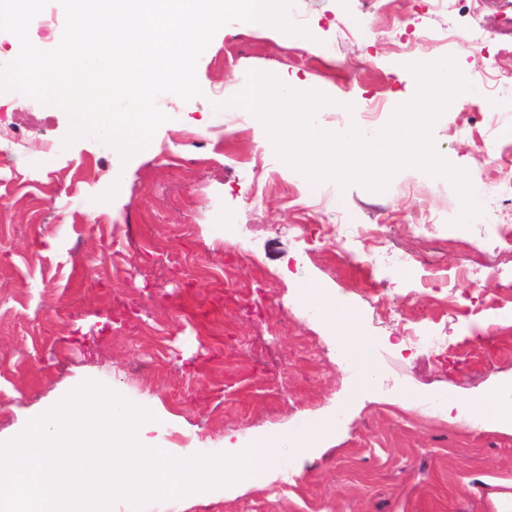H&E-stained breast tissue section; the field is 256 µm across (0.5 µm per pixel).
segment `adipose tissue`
<instances>
[{"label": "adipose tissue", "instance_id": "1", "mask_svg": "<svg viewBox=\"0 0 512 512\" xmlns=\"http://www.w3.org/2000/svg\"><path fill=\"white\" fill-rule=\"evenodd\" d=\"M315 303L319 316L340 345L344 364L360 370V378L350 395L351 401H358L368 392L375 379L371 365V342L363 334L354 312L324 296L317 297ZM430 403L434 411L446 420L453 418L469 422L492 418L512 426V398H504L497 391L465 402L454 391L448 390L432 397Z\"/></svg>", "mask_w": 512, "mask_h": 512}]
</instances>
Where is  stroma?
Listing matches in <instances>:
<instances>
[{
	"label": "stroma",
	"mask_w": 512,
	"mask_h": 512,
	"mask_svg": "<svg viewBox=\"0 0 512 512\" xmlns=\"http://www.w3.org/2000/svg\"><path fill=\"white\" fill-rule=\"evenodd\" d=\"M287 17L307 38L222 27L197 63L202 96H158L168 120L126 160L92 135L66 143L59 107L0 91V440L92 381L149 410V438L179 459L336 423L309 457L282 454L264 485L155 500L154 512H512V430L400 400L450 388L468 400L512 379V345L485 353L512 332V307H487L502 289L489 271L512 277V246L483 219L455 225L444 176L309 190L254 115L228 104L255 70L298 92L375 99L385 115L413 95L410 64L451 57L482 91L431 138L487 185L479 142L512 166V88L500 84L512 0H292ZM339 224L364 225L366 249L340 242ZM380 250L410 271L369 265ZM307 288L356 313L372 342L377 381L358 404ZM412 327L447 336L448 350L408 341Z\"/></svg>",
	"instance_id": "1"
}]
</instances>
